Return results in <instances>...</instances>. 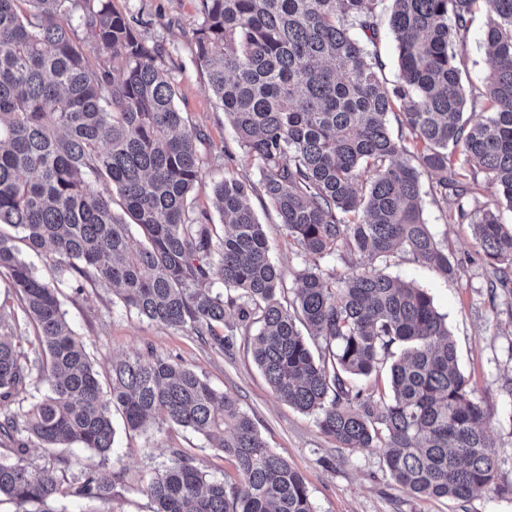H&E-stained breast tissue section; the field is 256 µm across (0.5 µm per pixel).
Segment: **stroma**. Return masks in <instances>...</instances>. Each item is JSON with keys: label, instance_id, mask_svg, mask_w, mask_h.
Listing matches in <instances>:
<instances>
[{"label": "stroma", "instance_id": "stroma-1", "mask_svg": "<svg viewBox=\"0 0 512 512\" xmlns=\"http://www.w3.org/2000/svg\"><path fill=\"white\" fill-rule=\"evenodd\" d=\"M111 4L115 11L136 19L145 40L163 43L169 51L165 66L178 83L177 105L206 137L202 148L206 181L222 178L228 167L241 177L258 180L255 161L238 147L223 110L208 90L205 74L192 60L196 0H111ZM487 17L484 0H479L462 54L461 67L477 87L491 70L483 46ZM252 204L286 287H294L295 272L306 264L304 254L285 238L272 207L257 197ZM453 209V204L434 202L430 195L422 197L423 218L447 249L457 268L455 277L444 278L402 253L390 260L387 272L432 297L437 311L446 317L459 368L488 411L499 462L496 480L465 502L412 494L390 477L382 449L338 448L319 430L314 415L276 398L252 359L250 338L244 333H237L232 347L222 351L185 331L139 319L113 303L111 291L101 288L88 287L79 294L66 289L63 308L75 333L93 347L99 371H106L112 358L131 357L151 348L237 397L270 448L304 476L315 512H512V299L488 287L473 227L451 221ZM175 449L189 451L197 466L212 477L234 472L223 454L208 448L190 430H121L111 461L114 469L124 471V486L109 502L62 499L60 512H151L153 504L143 489L154 469Z\"/></svg>", "mask_w": 512, "mask_h": 512}]
</instances>
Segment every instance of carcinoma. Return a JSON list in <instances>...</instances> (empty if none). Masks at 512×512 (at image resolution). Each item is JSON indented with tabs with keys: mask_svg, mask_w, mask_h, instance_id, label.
Listing matches in <instances>:
<instances>
[{
	"mask_svg": "<svg viewBox=\"0 0 512 512\" xmlns=\"http://www.w3.org/2000/svg\"><path fill=\"white\" fill-rule=\"evenodd\" d=\"M399 81L377 40L383 2ZM483 89L458 56L476 0H198L193 62L259 179L203 180L200 130L175 106L165 51L110 0H0V495L15 512L109 502L114 413L202 436L232 461L212 479L176 449L144 488L153 512H314L303 476L273 451L231 393L154 351L112 359L106 376L72 330L61 286L82 278L157 325L229 348L253 332V360L278 399L316 416L342 449L381 448L411 493L466 501L497 473L488 414L460 372L445 317L422 288L383 273L405 252L448 278V253L422 216L421 177L451 220L474 225L490 287L512 292V0H486ZM91 43L104 64L90 63ZM112 65H107V62ZM482 98L487 116L464 117ZM398 109L393 137L386 116ZM486 175L496 208L460 169ZM209 190L222 217L190 206ZM263 194L294 245L358 268L318 264L286 295L251 200ZM46 259L38 270L23 255ZM237 322L219 334L226 310ZM304 325V336L297 324ZM34 335H27V326ZM389 365L387 391L360 385ZM78 445L99 461L73 471L51 454ZM48 454L43 463L30 449Z\"/></svg>",
	"mask_w": 512,
	"mask_h": 512,
	"instance_id": "carcinoma-1",
	"label": "carcinoma"
}]
</instances>
